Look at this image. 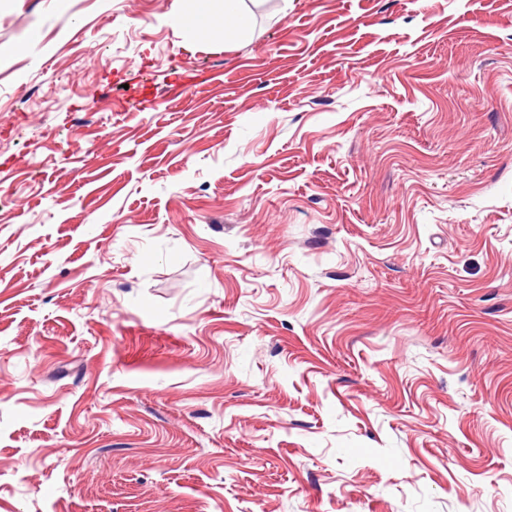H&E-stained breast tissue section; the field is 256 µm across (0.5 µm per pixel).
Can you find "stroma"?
<instances>
[{"label": "stroma", "instance_id": "35a3bbf8", "mask_svg": "<svg viewBox=\"0 0 512 512\" xmlns=\"http://www.w3.org/2000/svg\"><path fill=\"white\" fill-rule=\"evenodd\" d=\"M184 6L0 0V512H512V0ZM188 8L178 19L182 42L189 47L198 44L224 21V41L246 42L251 36L249 15L238 4L243 0H187ZM221 2H223V7Z\"/></svg>", "mask_w": 512, "mask_h": 512}]
</instances>
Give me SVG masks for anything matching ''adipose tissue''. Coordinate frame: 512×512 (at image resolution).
<instances>
[{
	"instance_id": "obj_1",
	"label": "adipose tissue",
	"mask_w": 512,
	"mask_h": 512,
	"mask_svg": "<svg viewBox=\"0 0 512 512\" xmlns=\"http://www.w3.org/2000/svg\"><path fill=\"white\" fill-rule=\"evenodd\" d=\"M240 0H189L178 19V29L186 46L198 44L216 25H223L224 38L245 42L251 36L249 15L239 7Z\"/></svg>"
}]
</instances>
